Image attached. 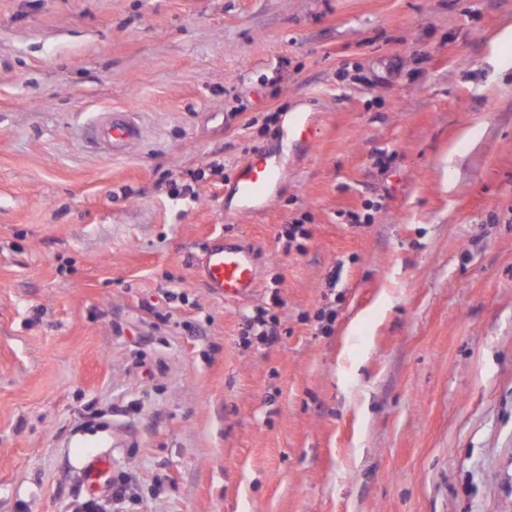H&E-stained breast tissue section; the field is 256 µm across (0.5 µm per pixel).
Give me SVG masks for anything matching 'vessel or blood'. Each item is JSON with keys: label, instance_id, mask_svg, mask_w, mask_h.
I'll list each match as a JSON object with an SVG mask.
<instances>
[{"label": "vessel or blood", "instance_id": "1", "mask_svg": "<svg viewBox=\"0 0 512 512\" xmlns=\"http://www.w3.org/2000/svg\"><path fill=\"white\" fill-rule=\"evenodd\" d=\"M92 136L111 149L126 147L141 136L131 113L113 111L91 130ZM280 178V171L263 151H256L236 175L235 194L243 210L263 207ZM211 294L236 301L250 297L257 284V257L238 241L216 237L205 248L196 268ZM112 485V456H88L80 475L82 491L91 497L107 492Z\"/></svg>", "mask_w": 512, "mask_h": 512}]
</instances>
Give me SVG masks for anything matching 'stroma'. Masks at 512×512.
<instances>
[{
    "label": "stroma",
    "instance_id": "obj_1",
    "mask_svg": "<svg viewBox=\"0 0 512 512\" xmlns=\"http://www.w3.org/2000/svg\"><path fill=\"white\" fill-rule=\"evenodd\" d=\"M506 25L512 0H0V512H59L92 452L132 512H512ZM125 110L138 142L89 137ZM257 149L282 176L245 211ZM219 235L257 255L247 299L195 275ZM259 306L283 335L244 345Z\"/></svg>",
    "mask_w": 512,
    "mask_h": 512
}]
</instances>
